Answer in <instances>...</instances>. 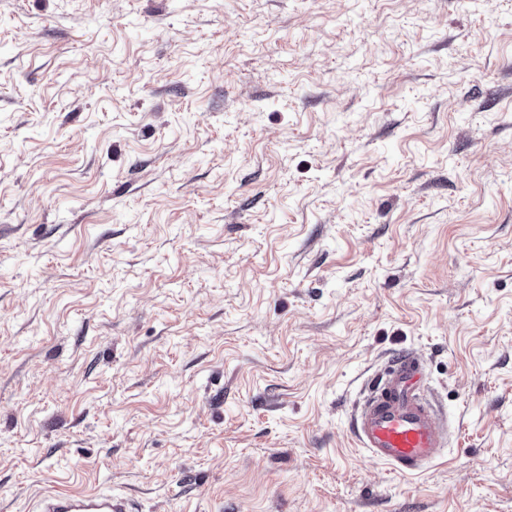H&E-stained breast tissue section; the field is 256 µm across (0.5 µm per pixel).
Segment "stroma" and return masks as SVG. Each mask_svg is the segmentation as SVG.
Returning <instances> with one entry per match:
<instances>
[{"instance_id":"stroma-1","label":"stroma","mask_w":512,"mask_h":512,"mask_svg":"<svg viewBox=\"0 0 512 512\" xmlns=\"http://www.w3.org/2000/svg\"><path fill=\"white\" fill-rule=\"evenodd\" d=\"M417 354L423 474L353 411ZM512 512V0H0V512ZM37 512H134L129 500L118 493L55 491L36 498Z\"/></svg>"}]
</instances>
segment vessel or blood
<instances>
[{"label": "vessel or blood", "instance_id": "obj_1", "mask_svg": "<svg viewBox=\"0 0 512 512\" xmlns=\"http://www.w3.org/2000/svg\"><path fill=\"white\" fill-rule=\"evenodd\" d=\"M353 430L370 458L407 476L423 473L448 439L444 417L428 394L419 361L401 354L368 383ZM36 512H133L118 493L55 491L39 494Z\"/></svg>", "mask_w": 512, "mask_h": 512}]
</instances>
